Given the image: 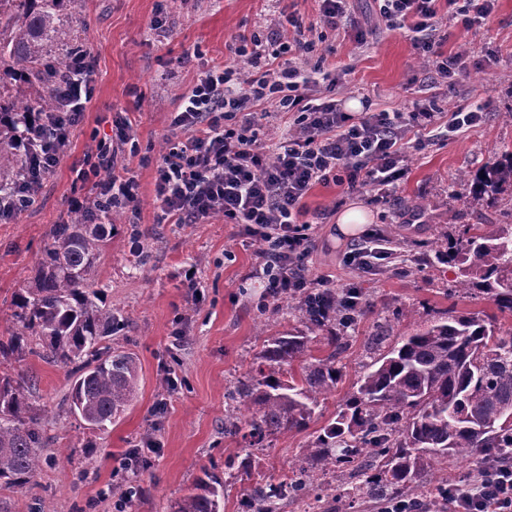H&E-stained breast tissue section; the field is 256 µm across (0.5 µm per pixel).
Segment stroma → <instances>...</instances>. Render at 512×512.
I'll list each match as a JSON object with an SVG mask.
<instances>
[{"label":"stroma","mask_w":512,"mask_h":512,"mask_svg":"<svg viewBox=\"0 0 512 512\" xmlns=\"http://www.w3.org/2000/svg\"><path fill=\"white\" fill-rule=\"evenodd\" d=\"M353 7L355 25L334 32L318 26L316 0H85L75 35L95 61L93 91L71 132L68 153L44 180L35 203L0 223V338L13 327L12 295L31 276L51 229L70 221L68 200L90 189L79 170L97 142L111 136L115 119L127 118L136 149L123 152L120 162L137 180L140 207L117 219L94 278L103 303L124 322L105 344L134 356L139 386L119 418L91 430L70 411L68 368L32 355L1 362V370L26 384L31 414L43 433L44 465L33 485L0 491L10 512H115V483L126 473L125 458L149 440L158 451L136 473L141 493L127 512H172L175 501L207 473L223 486L220 512H241L255 482L282 481L310 436L337 417L370 361L368 341L381 326L404 332L437 319L453 304L493 313L490 301L455 300L458 270L437 263L435 252L463 225L500 219L459 176L475 175L501 146L512 145V0H498L491 21L468 30L452 19L440 21L437 51L464 49L475 61L452 88L435 82L409 32L379 26L373 0H355ZM282 10L313 27L316 51L305 68L335 45V56L325 62L341 76L338 98L367 100L374 112L403 111L427 99L444 113L481 109L486 119L422 147L408 140L398 205L379 207L368 192L347 194L332 183L310 191L308 218L316 229L308 276L329 279L337 290L361 288L364 314L337 363L342 379L308 429L247 448L224 433L225 392L244 379L267 337L302 329L303 323L284 299L257 309L262 259L238 227L219 216L205 224L160 222L155 171L182 94L203 70L228 61L226 46L234 36L265 30ZM160 13L166 20L161 33L151 25ZM361 27L368 31L363 41L356 37ZM489 55L495 64L478 66ZM353 204L366 208L370 231H383L395 250L411 257V265L388 259L362 273L345 264L353 241L337 238L336 218ZM135 230L148 254L143 262L132 249ZM189 269L196 272L197 288L184 285ZM171 377L178 385L169 391L164 381ZM230 453L248 459V473L225 472Z\"/></svg>","instance_id":"35a3bbf8"}]
</instances>
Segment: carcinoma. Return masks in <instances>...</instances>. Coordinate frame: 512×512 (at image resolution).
I'll return each mask as SVG.
<instances>
[{
	"label": "carcinoma",
	"mask_w": 512,
	"mask_h": 512,
	"mask_svg": "<svg viewBox=\"0 0 512 512\" xmlns=\"http://www.w3.org/2000/svg\"><path fill=\"white\" fill-rule=\"evenodd\" d=\"M76 0H0V196H10L24 166L16 148L23 112H44L54 104L57 77L80 48L68 43L67 28L77 21ZM473 193L490 206L512 195V150L472 179ZM109 225L75 215L51 232L27 286L12 297L14 329L0 339V357L35 355L70 368V408L89 429H102L134 398L139 384L134 358L113 351L103 340L122 329L112 309L94 303L92 272ZM440 263L458 268L462 298H484L496 312L460 313L452 306L426 326L393 336V327L372 338L388 349L373 358L344 409L305 448L300 463L278 484L252 489L245 512H275L280 499L316 497L314 474H334L326 496L351 498L361 490L383 502L440 499L458 487L448 483V461L477 468L489 460L512 459V224H466ZM308 331L334 324L348 328L342 294L336 310L320 318L300 305ZM312 337L298 331L272 336L254 358L257 376L228 391V400L250 412L224 415V434L259 445L272 435L304 431L315 409L336 388L342 373L336 359L344 337L319 341L331 348L324 358L311 354ZM42 435L30 416L24 387L0 374V490L30 484L41 469ZM365 476L363 483L354 479ZM217 479L209 473L180 498L173 512H219Z\"/></svg>",
	"instance_id": "cac0c4a2"
}]
</instances>
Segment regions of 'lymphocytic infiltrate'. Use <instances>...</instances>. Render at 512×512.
<instances>
[{
	"instance_id": "f902f5d3",
	"label": "lymphocytic infiltrate",
	"mask_w": 512,
	"mask_h": 512,
	"mask_svg": "<svg viewBox=\"0 0 512 512\" xmlns=\"http://www.w3.org/2000/svg\"><path fill=\"white\" fill-rule=\"evenodd\" d=\"M439 2L376 0L381 21L390 29L410 31L414 49L431 60L437 80L454 84L468 60L459 52L436 51ZM305 30L302 18L283 11L265 39L235 37L227 46L232 63L206 69L183 94L171 122L173 139L156 166V199L164 220L204 224L220 215L263 244L262 307L288 297L331 298L328 280L307 275L313 232L305 199L315 185L333 181L349 194L368 188L371 204L389 205L406 173L408 132H416L422 146L439 129L453 133L483 119L477 110H458L444 119L423 103L405 112L354 117L332 93L338 84L335 73L320 63L308 71L299 67V59L316 49ZM93 75L89 54L73 58L62 73L54 108L30 114L27 135L40 143L35 170L57 166L81 120L83 100L91 95ZM319 82L331 93L316 100L310 87ZM264 104L287 120L278 139L266 138ZM130 140L128 128L120 126L97 145L96 167L112 174L95 180L90 194L71 198L69 213L138 209L133 178L115 171L117 156ZM448 512H512V465L485 467L476 483L450 500Z\"/></svg>"
}]
</instances>
